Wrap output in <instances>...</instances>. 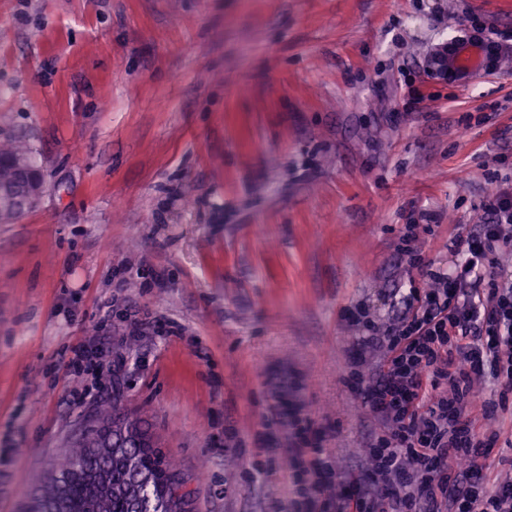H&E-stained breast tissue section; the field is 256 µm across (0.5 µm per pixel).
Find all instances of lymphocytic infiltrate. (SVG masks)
Segmentation results:
<instances>
[{
    "mask_svg": "<svg viewBox=\"0 0 512 512\" xmlns=\"http://www.w3.org/2000/svg\"><path fill=\"white\" fill-rule=\"evenodd\" d=\"M483 213L457 238L449 272L409 289L388 326L356 341L358 393L380 425L360 474L333 469L326 433L289 414L275 383L271 417L296 440L270 454L299 464L305 499L336 512H512V479L488 483L499 433L479 423L486 388L512 387V190Z\"/></svg>",
    "mask_w": 512,
    "mask_h": 512,
    "instance_id": "obj_1",
    "label": "lymphocytic infiltrate"
}]
</instances>
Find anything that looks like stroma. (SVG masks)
<instances>
[{
    "mask_svg": "<svg viewBox=\"0 0 512 512\" xmlns=\"http://www.w3.org/2000/svg\"><path fill=\"white\" fill-rule=\"evenodd\" d=\"M475 21L512 36V0H0V114L46 183L0 224V512L115 395L195 512H311L266 455L279 377L361 470L356 308L385 324L512 182V74L425 76Z\"/></svg>",
    "mask_w": 512,
    "mask_h": 512,
    "instance_id": "1",
    "label": "stroma"
}]
</instances>
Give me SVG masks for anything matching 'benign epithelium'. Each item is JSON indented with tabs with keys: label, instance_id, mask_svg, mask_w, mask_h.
Masks as SVG:
<instances>
[{
	"label": "benign epithelium",
	"instance_id": "obj_1",
	"mask_svg": "<svg viewBox=\"0 0 512 512\" xmlns=\"http://www.w3.org/2000/svg\"><path fill=\"white\" fill-rule=\"evenodd\" d=\"M511 55L512 50L504 44L486 39L478 30L464 29L429 55L426 73L436 80L467 82L504 72ZM23 179L26 182L23 210L28 211L39 206L45 193V181L39 167L24 171Z\"/></svg>",
	"mask_w": 512,
	"mask_h": 512
}]
</instances>
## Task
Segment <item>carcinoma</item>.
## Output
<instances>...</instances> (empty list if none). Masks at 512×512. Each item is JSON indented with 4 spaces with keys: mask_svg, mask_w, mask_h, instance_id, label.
I'll return each instance as SVG.
<instances>
[{
    "mask_svg": "<svg viewBox=\"0 0 512 512\" xmlns=\"http://www.w3.org/2000/svg\"><path fill=\"white\" fill-rule=\"evenodd\" d=\"M19 161L36 162L34 147L13 133L0 137L1 189L16 183ZM19 216L18 203L0 195V224ZM96 417V428L35 477L23 512H137L142 500L157 512H192V491L178 464L152 442L141 416L121 412L114 397L98 407Z\"/></svg>",
    "mask_w": 512,
    "mask_h": 512,
    "instance_id": "1",
    "label": "carcinoma"
}]
</instances>
